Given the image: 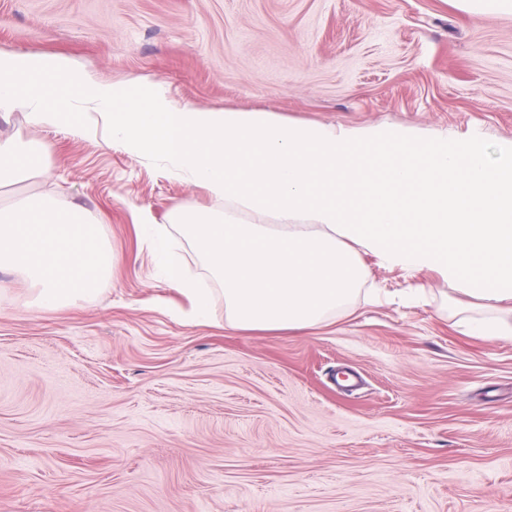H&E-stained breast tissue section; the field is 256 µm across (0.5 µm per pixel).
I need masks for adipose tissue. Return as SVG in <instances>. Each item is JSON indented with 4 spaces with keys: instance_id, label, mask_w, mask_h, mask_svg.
<instances>
[{
    "instance_id": "adipose-tissue-1",
    "label": "adipose tissue",
    "mask_w": 512,
    "mask_h": 512,
    "mask_svg": "<svg viewBox=\"0 0 512 512\" xmlns=\"http://www.w3.org/2000/svg\"><path fill=\"white\" fill-rule=\"evenodd\" d=\"M48 149L18 136L0 138V188L43 176ZM161 277L189 303L199 320L213 317L211 289L181 270L163 230L150 237ZM16 272L31 291L29 308L56 309L87 302L112 279V248L82 206L62 207L48 195L0 208V269Z\"/></svg>"
}]
</instances>
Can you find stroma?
I'll return each instance as SVG.
<instances>
[{"label": "stroma", "mask_w": 512, "mask_h": 512, "mask_svg": "<svg viewBox=\"0 0 512 512\" xmlns=\"http://www.w3.org/2000/svg\"><path fill=\"white\" fill-rule=\"evenodd\" d=\"M0 51L62 54L113 82L164 83L180 104L267 109L343 126L512 139V14L450 0H0ZM48 193L105 213L112 282L84 307L32 310L0 270V512H512V335L469 336L431 270L359 250L364 286L302 331L173 316L150 224L204 192L66 129Z\"/></svg>", "instance_id": "35a3bbf8"}]
</instances>
